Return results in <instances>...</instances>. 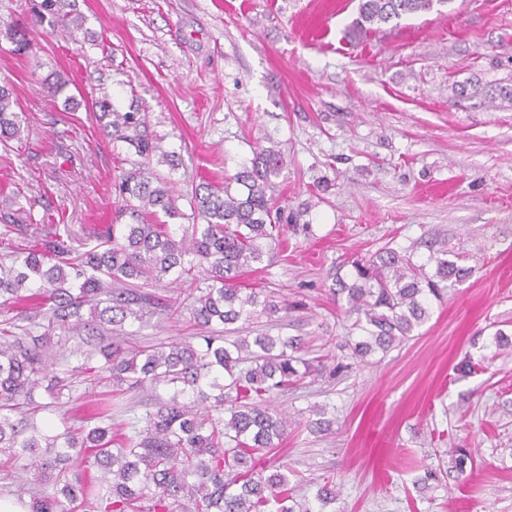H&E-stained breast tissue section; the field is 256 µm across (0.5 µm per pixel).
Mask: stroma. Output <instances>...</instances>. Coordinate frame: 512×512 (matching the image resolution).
Returning a JSON list of instances; mask_svg holds the SVG:
<instances>
[{
  "label": "stroma",
  "instance_id": "stroma-1",
  "mask_svg": "<svg viewBox=\"0 0 512 512\" xmlns=\"http://www.w3.org/2000/svg\"><path fill=\"white\" fill-rule=\"evenodd\" d=\"M71 2L81 29L38 37L25 56L0 37V80L24 129L0 147V188L20 191L13 224L0 222V258L49 224L67 225L75 247L111 224L135 154L106 137L92 99L147 109V135L181 160L157 171L172 174L185 213L192 184L279 150L275 193L301 225L238 285L290 309L245 333L304 337L314 370L272 395L289 423L267 463L287 466L309 500L334 479L324 512H512V347L489 346L496 330L512 336V0H449L357 44V0L331 14L328 0ZM443 245L470 277L432 302L410 341L338 371L358 331L329 293L335 268L385 246L423 264ZM145 292L155 313L126 326V350L202 335L190 311L166 314L170 287ZM107 332L91 321L68 340L56 329L53 372L82 365ZM106 396L116 425L152 404L150 390L121 392L104 375H80L69 392L79 405ZM317 405L334 420L328 433L307 427ZM457 447L473 457L461 474Z\"/></svg>",
  "mask_w": 512,
  "mask_h": 512
}]
</instances>
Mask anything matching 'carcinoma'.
I'll return each mask as SVG.
<instances>
[{
  "label": "carcinoma",
  "instance_id": "carcinoma-1",
  "mask_svg": "<svg viewBox=\"0 0 512 512\" xmlns=\"http://www.w3.org/2000/svg\"><path fill=\"white\" fill-rule=\"evenodd\" d=\"M450 0H358V16L349 35L361 39L405 15L428 13ZM78 13L61 12L60 0H42L33 24L50 29H79ZM0 35L22 54L32 46L23 30L9 25ZM13 89L0 84V144L22 139V117ZM98 119L113 120L104 128L121 131L140 161L124 171L116 192L121 198L114 224L94 241L75 249L60 227L35 244L18 247L11 264L0 266V307L28 302L50 324L80 335L81 310L89 307L101 323L120 331L149 316L150 298L140 288L164 283L169 277L189 284L195 323L210 330L203 343H171L125 354L114 336L98 337L99 352L113 384L126 390L154 391V409L145 426L129 434L112 427V407L100 404L93 415L74 428L62 414L64 430L49 435L34 417L49 405L37 404L34 391L47 368L49 354L31 335V328L14 322L0 328V469L17 470L22 458L36 478L18 486L28 495L29 512H312L288 489V476L262 459L280 445L287 421L267 405L268 395L308 374L309 365L297 353L304 348L294 336L261 333L253 339L226 337L229 326L256 316L269 318L288 311V304L264 289L244 294L239 273L260 263L275 231L288 223L277 205L273 179L285 161L280 152L262 149L219 187L208 181L191 193L192 223L160 224L158 215L185 218L171 195L170 179L152 171L158 147L140 132L147 113L120 114L107 96L95 100ZM433 274L415 264L407 253L391 247L347 263V273L335 275L331 294L345 302L346 312L363 336L350 347V358L365 361L371 353L388 352L414 337L430 318V301L448 286L470 276L472 268L449 258L448 249L432 252ZM223 325L215 330L213 324ZM20 334H15V330ZM95 467L100 479L88 482L75 467ZM52 477L55 490L42 488V476Z\"/></svg>",
  "mask_w": 512,
  "mask_h": 512
}]
</instances>
